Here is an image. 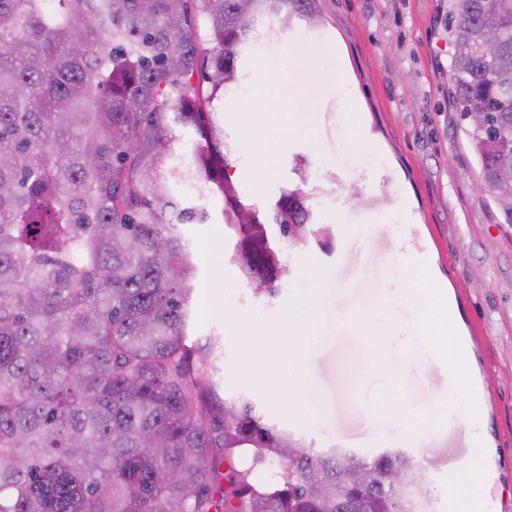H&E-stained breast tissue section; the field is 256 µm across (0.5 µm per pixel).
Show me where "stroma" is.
Segmentation results:
<instances>
[{"mask_svg": "<svg viewBox=\"0 0 512 512\" xmlns=\"http://www.w3.org/2000/svg\"><path fill=\"white\" fill-rule=\"evenodd\" d=\"M318 6V28L284 29L267 52L245 54L242 64L252 88L289 53L331 47L343 59L347 92L312 105L314 135L290 133L270 156L237 151L227 171L281 253L287 272L277 293L256 289L226 259L237 238L225 227L220 192L197 201L207 223L183 227L197 247L189 341H214L220 355L207 398L216 409L228 399L250 401L272 424L317 448L407 450L426 478L431 512H453L454 483L480 450L492 512H512V224L491 194L477 190L476 158L448 99V0H318ZM353 108L377 158L343 148ZM300 163L308 182L295 172ZM299 185L326 233L295 243L269 219L283 192ZM417 262L432 270L456 315L475 389L474 422L463 419L427 354L397 384L381 373L350 370L364 341L344 327L311 340L309 368L324 409L304 417L289 408L284 383L258 375L246 337L225 322L231 314L247 326H266L306 293L311 267L332 274L333 308L343 317L369 307L385 275L406 278ZM435 416L443 430H423Z\"/></svg>", "mask_w": 512, "mask_h": 512, "instance_id": "1", "label": "stroma"}]
</instances>
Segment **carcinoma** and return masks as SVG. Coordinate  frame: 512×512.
Listing matches in <instances>:
<instances>
[{"instance_id": "obj_1", "label": "carcinoma", "mask_w": 512, "mask_h": 512, "mask_svg": "<svg viewBox=\"0 0 512 512\" xmlns=\"http://www.w3.org/2000/svg\"><path fill=\"white\" fill-rule=\"evenodd\" d=\"M46 2L0 0V512H422L400 449L318 450L249 401L214 428L217 357L187 344L197 258L179 226L207 215L173 186L224 194L229 261L275 294L284 268L224 182L234 147L205 107L238 88L267 21L317 27V0ZM447 19L448 97L496 193L512 0H448ZM180 128L200 139L189 153ZM308 198L281 195L283 237L320 236ZM242 448L251 466L221 472ZM267 461L274 482H253Z\"/></svg>"}]
</instances>
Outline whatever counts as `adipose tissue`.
Masks as SVG:
<instances>
[{"label":"adipose tissue","mask_w":512,"mask_h":512,"mask_svg":"<svg viewBox=\"0 0 512 512\" xmlns=\"http://www.w3.org/2000/svg\"><path fill=\"white\" fill-rule=\"evenodd\" d=\"M329 63L334 74H341L338 58H322L321 54L299 52L289 55L287 64L255 91V99L265 109V122L253 129L248 115L239 113L235 119L242 128L246 147L262 142L266 152H274L284 130L309 133L313 130L312 116L301 109L304 101L317 100L332 92V85L310 79L318 64Z\"/></svg>","instance_id":"1"}]
</instances>
